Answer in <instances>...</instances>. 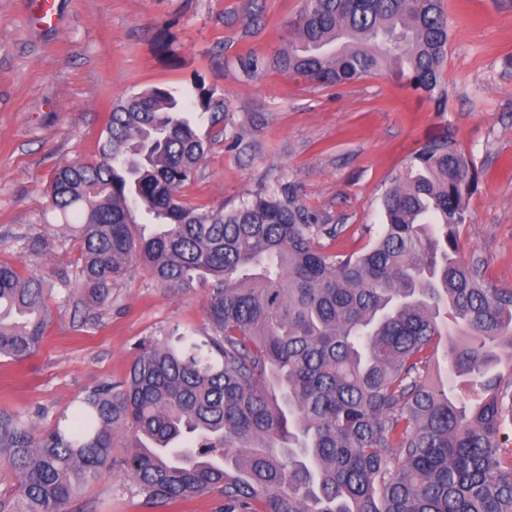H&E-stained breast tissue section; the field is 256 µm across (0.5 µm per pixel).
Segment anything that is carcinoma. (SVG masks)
Returning <instances> with one entry per match:
<instances>
[{
	"label": "carcinoma",
	"instance_id": "1",
	"mask_svg": "<svg viewBox=\"0 0 512 512\" xmlns=\"http://www.w3.org/2000/svg\"><path fill=\"white\" fill-rule=\"evenodd\" d=\"M447 46L441 0H304L276 63L326 85L393 71L440 105ZM239 65L252 78L265 61ZM225 129L204 80L185 101L153 86L113 107L95 161L55 170L79 251L59 285L89 310L140 267L172 294L202 281L210 332L143 339L123 380L38 435L0 413L24 512H69L119 433L153 505L217 492L224 512H512V288L459 253L471 159L447 133L425 142L383 196L379 237L336 253L344 225L289 180L231 209L186 200ZM46 292L0 261V357L40 347Z\"/></svg>",
	"mask_w": 512,
	"mask_h": 512
}]
</instances>
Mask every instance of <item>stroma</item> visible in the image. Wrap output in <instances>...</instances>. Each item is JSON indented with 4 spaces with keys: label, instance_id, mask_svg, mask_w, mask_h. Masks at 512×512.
Returning <instances> with one entry per match:
<instances>
[{
    "label": "stroma",
    "instance_id": "stroma-1",
    "mask_svg": "<svg viewBox=\"0 0 512 512\" xmlns=\"http://www.w3.org/2000/svg\"><path fill=\"white\" fill-rule=\"evenodd\" d=\"M303 0H61L57 28L35 27L27 0H0V261L50 279L72 273L77 245L63 236L49 183L66 162L92 161L113 106L151 86L177 91L200 78L223 98L227 133L240 148L214 145L188 200L237 205L287 178L308 208L344 225V252L366 245L385 222L381 200L426 141L451 133L473 161L460 250L481 262L498 288H512V0H442L448 51L441 68L445 109L405 81L379 74L342 86L294 79L275 67L288 23ZM260 25H252L254 8ZM266 69L246 78L240 56ZM48 236L39 254L27 238ZM40 349L0 357V410L36 431L55 425L73 400L126 374L136 344L173 325L205 334V288L173 295L144 270L92 313L55 288ZM123 439L111 467L87 485L70 512H220L210 493L150 508L125 475Z\"/></svg>",
    "mask_w": 512,
    "mask_h": 512
}]
</instances>
